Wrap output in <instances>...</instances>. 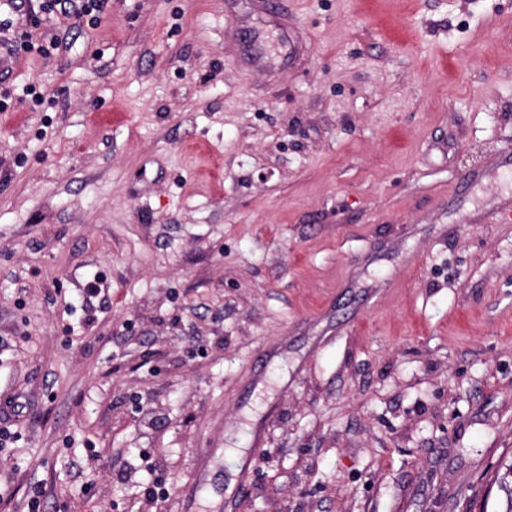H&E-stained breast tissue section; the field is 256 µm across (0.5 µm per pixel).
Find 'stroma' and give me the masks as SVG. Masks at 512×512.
Returning <instances> with one entry per match:
<instances>
[{"instance_id": "35a3bbf8", "label": "stroma", "mask_w": 512, "mask_h": 512, "mask_svg": "<svg viewBox=\"0 0 512 512\" xmlns=\"http://www.w3.org/2000/svg\"><path fill=\"white\" fill-rule=\"evenodd\" d=\"M49 29L67 52L22 54L0 112V512H151L155 483L174 512L206 448L195 512H480L512 458V224L460 179L512 151V0ZM105 281H106V277H105L103 271L96 269V270H89L87 272V276L85 279L84 288H83V292H82L84 300L86 301V305H85V307H84V305H81V308L85 313V317L83 319V324L85 326L93 327L94 322L97 320V317H95L96 310L93 312V308H91L90 305H88V304H89L91 297L99 295L101 293V291L104 290V289H102V287H103L102 284ZM92 313H94V314H92Z\"/></svg>"}]
</instances>
